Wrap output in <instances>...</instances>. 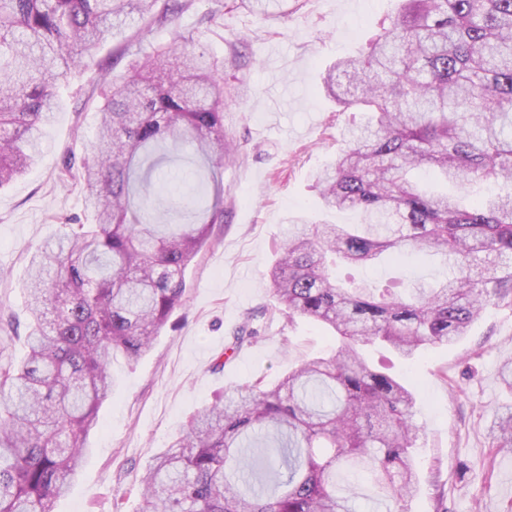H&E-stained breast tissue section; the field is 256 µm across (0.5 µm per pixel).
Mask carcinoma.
<instances>
[{"instance_id": "carcinoma-1", "label": "carcinoma", "mask_w": 512, "mask_h": 512, "mask_svg": "<svg viewBox=\"0 0 512 512\" xmlns=\"http://www.w3.org/2000/svg\"><path fill=\"white\" fill-rule=\"evenodd\" d=\"M191 2L0 0V188L38 160L60 82L113 31H132L97 66L93 140L62 162L94 223L63 224L33 252L27 351L0 364V512H54L112 395V356L149 351L187 298L184 272L210 225L224 220L223 66L194 50L192 33L138 57L142 31ZM338 71L360 94L336 91ZM323 91L343 112L369 113L315 176L323 208L355 210L360 223L288 218L271 313L319 322L340 346L193 415L137 480L138 512H352L362 473L405 512L418 482L415 396L357 345L412 360L459 340L487 307L512 306V194L431 193L409 180L427 165L463 188L512 183V0H400L366 55L330 67ZM159 144L207 162L213 195L192 201L190 223H154L151 176L136 182L142 153ZM404 252L440 256L446 278L405 293L336 279L338 260L370 266ZM489 436L512 453V405Z\"/></svg>"}]
</instances>
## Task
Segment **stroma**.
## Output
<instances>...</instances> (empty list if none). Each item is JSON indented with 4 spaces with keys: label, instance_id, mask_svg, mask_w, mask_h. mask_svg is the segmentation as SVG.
<instances>
[{
    "label": "stroma",
    "instance_id": "1",
    "mask_svg": "<svg viewBox=\"0 0 512 512\" xmlns=\"http://www.w3.org/2000/svg\"><path fill=\"white\" fill-rule=\"evenodd\" d=\"M397 0H286L259 17L246 0H195L162 28L142 35L141 48L196 32L224 65V221L185 271L184 306L138 362L120 354L111 363L112 395L90 433L93 448L78 479L54 512H136L132 485L142 466L214 397L256 381L271 384L301 360L336 352L339 342L304 317L263 319L275 299L268 272L294 214L356 224L352 210L326 211L314 173L345 143L350 119L320 89L324 69L362 56ZM90 71L61 83V105L43 129V151L29 172L0 189V310L26 320L22 286L31 251L69 217L89 221L79 187L60 177L65 154L83 156L94 136L96 102L85 95ZM170 169L157 192L188 195L184 170L203 162L187 151L168 153ZM443 272L438 258L409 256L374 269L337 264L339 278L371 287L395 279L431 285ZM259 314L260 336L233 356L224 351L248 314ZM366 361L409 387L420 428V482L409 512H512V455L493 448L489 428L512 391L499 379L512 359V308L491 306L458 342L414 360L384 346L362 347ZM223 369H214L216 358Z\"/></svg>",
    "mask_w": 512,
    "mask_h": 512
}]
</instances>
